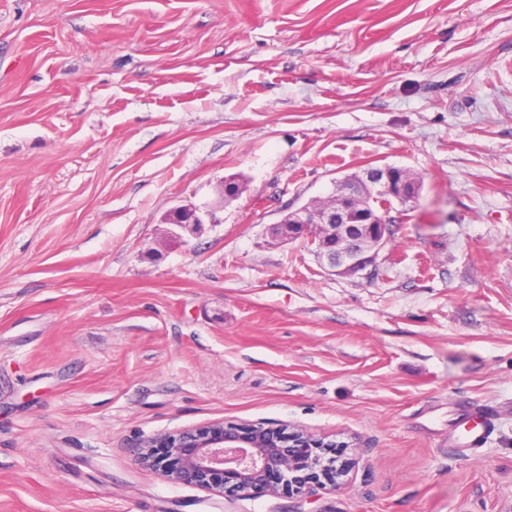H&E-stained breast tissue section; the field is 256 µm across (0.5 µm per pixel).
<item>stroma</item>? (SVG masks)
Listing matches in <instances>:
<instances>
[{"instance_id": "stroma-1", "label": "stroma", "mask_w": 512, "mask_h": 512, "mask_svg": "<svg viewBox=\"0 0 512 512\" xmlns=\"http://www.w3.org/2000/svg\"><path fill=\"white\" fill-rule=\"evenodd\" d=\"M369 165L422 182L375 275L269 239ZM214 421L353 463L303 499L135 462ZM0 512H512V0H0ZM164 224L194 234L202 230L204 222L197 207L192 204H185L172 208L166 214ZM497 416L496 408L489 405L479 406L469 411L467 415H463L457 429L462 425L464 428L457 433L454 448H462V450L483 448L494 429Z\"/></svg>"}]
</instances>
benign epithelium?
Segmentation results:
<instances>
[{"mask_svg": "<svg viewBox=\"0 0 512 512\" xmlns=\"http://www.w3.org/2000/svg\"><path fill=\"white\" fill-rule=\"evenodd\" d=\"M416 180L396 166H368L340 184L336 194L311 201L267 227L279 242L308 237L329 271L341 277L361 275L376 264L393 227L388 211L416 198ZM164 223L192 234L203 220L192 204L172 208ZM346 443L329 448L292 426L266 427L214 422L198 430L151 438L134 450L135 461L161 477L200 489L229 494L283 492L309 498L318 489L342 484L343 465H324L322 455L340 457Z\"/></svg>", "mask_w": 512, "mask_h": 512, "instance_id": "benign-epithelium-1", "label": "benign epithelium"}]
</instances>
